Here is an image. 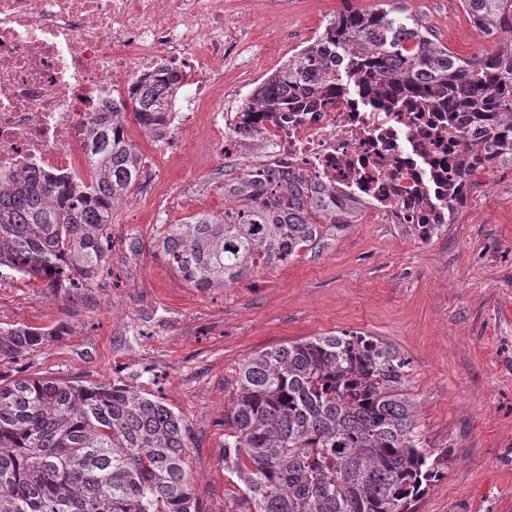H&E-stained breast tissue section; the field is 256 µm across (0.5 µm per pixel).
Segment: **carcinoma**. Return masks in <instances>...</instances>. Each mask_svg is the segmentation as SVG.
I'll return each instance as SVG.
<instances>
[{
    "instance_id": "carcinoma-1",
    "label": "carcinoma",
    "mask_w": 512,
    "mask_h": 512,
    "mask_svg": "<svg viewBox=\"0 0 512 512\" xmlns=\"http://www.w3.org/2000/svg\"><path fill=\"white\" fill-rule=\"evenodd\" d=\"M484 32L512 34V0H460ZM346 78L393 101L448 113L449 128L482 129L458 156L448 220L486 167H512V39L463 57L428 36L406 10L336 12L269 73L242 112H300ZM181 75L163 64L135 78L112 119L86 132L91 184L68 174L0 185V269L81 288L104 266L112 208L139 186L143 158L128 120L165 136ZM363 204L333 187L277 171L224 170V212L168 224L157 248L196 288H224L257 268L317 247L361 223ZM443 224H406L426 241ZM54 334L0 327V363ZM410 360L363 332L311 336L262 349L240 364L224 408V468L254 512H412L439 463L414 425ZM189 429L164 402L114 383L19 377L0 383V512H197L186 454Z\"/></svg>"
}]
</instances>
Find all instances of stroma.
Returning a JSON list of instances; mask_svg holds the SVG:
<instances>
[{
    "label": "stroma",
    "instance_id": "35a3bbf8",
    "mask_svg": "<svg viewBox=\"0 0 512 512\" xmlns=\"http://www.w3.org/2000/svg\"><path fill=\"white\" fill-rule=\"evenodd\" d=\"M248 38L224 59V83L243 100L306 45L339 0H291L288 20L260 0H237ZM453 52L494 53L511 35H486L460 0H410ZM165 156L152 207L139 192L115 206L103 273L83 288L9 278L0 327L54 333L42 348L0 366V378L119 382L154 395L192 437L189 471L198 512H251L224 468V407L239 363L253 352L338 331L383 338L411 361L423 443L445 463L415 512H512V167L475 175L453 224L423 242L402 225L364 214L320 247L227 288L190 286L156 248L159 225L224 209L223 156L201 137L141 140Z\"/></svg>",
    "mask_w": 512,
    "mask_h": 512
}]
</instances>
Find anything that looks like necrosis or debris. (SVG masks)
I'll list each match as a JSON object with an SVG mask.
<instances>
[{"label": "necrosis or debris", "instance_id": "obj_1", "mask_svg": "<svg viewBox=\"0 0 512 512\" xmlns=\"http://www.w3.org/2000/svg\"><path fill=\"white\" fill-rule=\"evenodd\" d=\"M225 0H0V180L86 167V129L131 75L181 64L190 98L167 127L202 131L237 167L292 171L365 202L390 224H433L457 157L478 139L413 101L348 86L302 112H240L224 87Z\"/></svg>", "mask_w": 512, "mask_h": 512}]
</instances>
